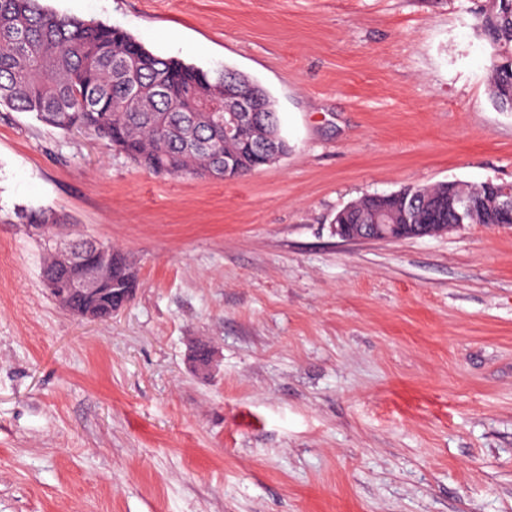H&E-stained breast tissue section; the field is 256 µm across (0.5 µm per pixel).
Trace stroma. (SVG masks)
<instances>
[{"label":"stroma","mask_w":512,"mask_h":512,"mask_svg":"<svg viewBox=\"0 0 512 512\" xmlns=\"http://www.w3.org/2000/svg\"><path fill=\"white\" fill-rule=\"evenodd\" d=\"M46 4L257 81L289 150L162 177L0 106V512H512V226L334 231L367 195L512 183L487 0ZM21 208L128 253L134 300L61 307Z\"/></svg>","instance_id":"1"}]
</instances>
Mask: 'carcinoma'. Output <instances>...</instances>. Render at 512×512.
Returning a JSON list of instances; mask_svg holds the SVG:
<instances>
[{
    "label": "carcinoma",
    "instance_id": "cac0c4a2",
    "mask_svg": "<svg viewBox=\"0 0 512 512\" xmlns=\"http://www.w3.org/2000/svg\"><path fill=\"white\" fill-rule=\"evenodd\" d=\"M477 28L491 52L487 59L490 98L501 112H512V0H498L486 10ZM233 77L242 93L268 91L226 67L211 72L154 54L129 34L101 23L59 15L42 0H0V106L27 112L62 131H80L108 141L135 165L164 176L221 174L224 180L266 165V157L284 151L278 112L260 113L264 128L247 122L237 136L210 124L201 106L224 101V77ZM195 120L184 121L186 113ZM476 198L470 213L459 202ZM388 224H406L407 238L415 224H504L500 199L489 184L466 189L456 182L408 187L390 194L361 198L336 213L338 224H373L381 215ZM25 224H56L44 210H20ZM42 278L53 298L84 275L75 261L64 263L51 242L43 240ZM104 278L98 295H70L67 310L79 318L107 321L126 306L138 288L129 255L112 247L103 258Z\"/></svg>",
    "mask_w": 512,
    "mask_h": 512
}]
</instances>
